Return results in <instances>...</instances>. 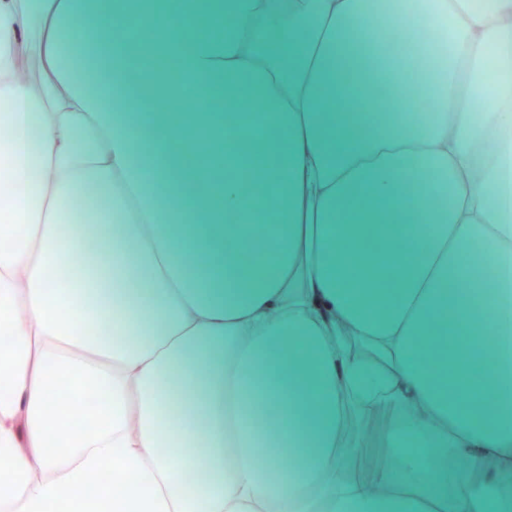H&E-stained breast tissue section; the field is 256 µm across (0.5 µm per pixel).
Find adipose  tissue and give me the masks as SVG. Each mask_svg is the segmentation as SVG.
<instances>
[{"instance_id": "obj_1", "label": "adipose tissue", "mask_w": 512, "mask_h": 512, "mask_svg": "<svg viewBox=\"0 0 512 512\" xmlns=\"http://www.w3.org/2000/svg\"><path fill=\"white\" fill-rule=\"evenodd\" d=\"M101 7L0 0V512H512V0H202L220 39L120 0L149 39L107 77L79 51ZM410 18L429 43L399 37ZM381 28L365 127L336 63ZM218 81L226 122L243 86L266 112L245 148L275 199L184 164L223 142ZM189 217L231 288L192 283ZM89 244L110 288L60 287ZM338 102L344 112L362 117L368 124L376 121V114L381 110L379 106L371 104L359 93L352 79L342 87Z\"/></svg>"}]
</instances>
